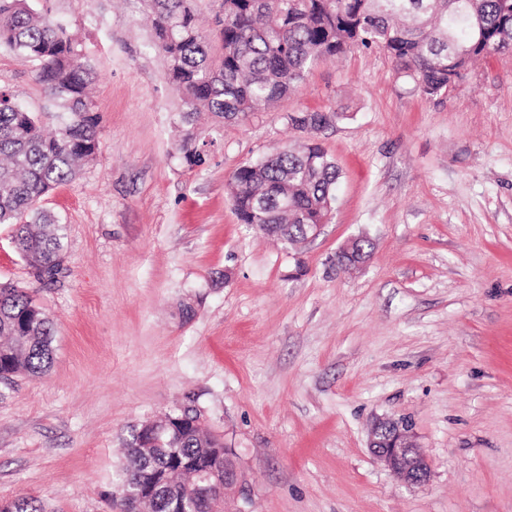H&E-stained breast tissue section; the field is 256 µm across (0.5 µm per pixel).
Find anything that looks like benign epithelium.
<instances>
[{"instance_id": "obj_1", "label": "benign epithelium", "mask_w": 512, "mask_h": 512, "mask_svg": "<svg viewBox=\"0 0 512 512\" xmlns=\"http://www.w3.org/2000/svg\"><path fill=\"white\" fill-rule=\"evenodd\" d=\"M369 448L377 461L408 485L424 483L427 467L416 445L412 444L408 428L392 418L375 421L369 437Z\"/></svg>"}]
</instances>
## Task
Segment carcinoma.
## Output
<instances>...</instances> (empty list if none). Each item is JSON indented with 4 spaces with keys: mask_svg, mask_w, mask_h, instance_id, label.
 I'll list each match as a JSON object with an SVG mask.
<instances>
[{
    "mask_svg": "<svg viewBox=\"0 0 512 512\" xmlns=\"http://www.w3.org/2000/svg\"><path fill=\"white\" fill-rule=\"evenodd\" d=\"M154 43L164 54L180 96V159L190 168L207 161L198 114L216 124L242 122L288 96L319 61L354 47L387 53L397 74L424 95L448 92L482 58L512 50V0H223L218 45L202 35L187 0H153ZM37 64L36 81L60 110L55 134L44 113L31 112L0 90V224L14 226L13 243L34 280L57 282L64 245L53 215L38 208L51 190L73 180L79 163L98 149L100 114L89 93L96 73L68 25L43 19L30 0H0V47ZM337 113L287 115L295 143L239 166L232 176L233 205L242 224H268V236L297 246L313 224L328 222L339 170L316 135ZM362 237L336 267L356 268L372 252ZM53 324L23 288L0 284V380L36 376L51 365ZM193 400L169 414L155 446L131 434L118 486L120 512H133L132 494L147 512H221L224 497L194 488L198 470L218 466L224 483V444L199 428ZM0 512H44L26 498L1 501Z\"/></svg>",
    "mask_w": 512,
    "mask_h": 512,
    "instance_id": "cac0c4a2",
    "label": "carcinoma"
}]
</instances>
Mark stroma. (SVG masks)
<instances>
[{"label":"stroma","instance_id":"stroma-1","mask_svg":"<svg viewBox=\"0 0 512 512\" xmlns=\"http://www.w3.org/2000/svg\"><path fill=\"white\" fill-rule=\"evenodd\" d=\"M97 73L98 150L50 191L59 281L36 284L0 226V282L54 323V361L0 383V500L119 512L123 444L195 398L242 476L226 512H512V52L441 96L381 50L317 62L288 99L207 130L182 164L180 98L147 0H33ZM0 87L44 104L0 48ZM335 109L318 141L341 170L328 224L292 248L239 223L242 163L292 143L287 113ZM363 266L332 261L352 238ZM406 418L428 463L410 487L368 449ZM373 249V243L367 237H361L353 243L349 253L336 254V267L340 269L359 267L363 257L368 256Z\"/></svg>","mask_w":512,"mask_h":512}]
</instances>
